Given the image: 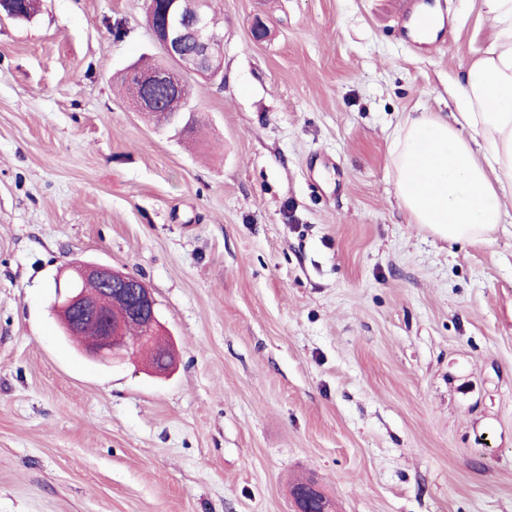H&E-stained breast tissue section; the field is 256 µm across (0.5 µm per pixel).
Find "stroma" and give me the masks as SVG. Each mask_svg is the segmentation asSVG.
<instances>
[{
  "label": "stroma",
  "instance_id": "1",
  "mask_svg": "<svg viewBox=\"0 0 512 512\" xmlns=\"http://www.w3.org/2000/svg\"><path fill=\"white\" fill-rule=\"evenodd\" d=\"M422 2L217 0L189 135L117 80L165 59L145 0L0 20V512H294L297 477L336 512H512V227L433 237L390 163L495 29L434 0L413 40ZM81 261L152 290L168 373L62 337Z\"/></svg>",
  "mask_w": 512,
  "mask_h": 512
}]
</instances>
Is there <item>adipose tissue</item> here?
<instances>
[{"instance_id": "ef3b65f1", "label": "adipose tissue", "mask_w": 512, "mask_h": 512, "mask_svg": "<svg viewBox=\"0 0 512 512\" xmlns=\"http://www.w3.org/2000/svg\"><path fill=\"white\" fill-rule=\"evenodd\" d=\"M495 24L490 47L469 62L448 114L407 113L390 162L412 223L448 243H490L512 212V0H483Z\"/></svg>"}]
</instances>
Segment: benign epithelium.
I'll return each mask as SVG.
<instances>
[{
  "label": "benign epithelium",
  "instance_id": "7a95c632",
  "mask_svg": "<svg viewBox=\"0 0 512 512\" xmlns=\"http://www.w3.org/2000/svg\"><path fill=\"white\" fill-rule=\"evenodd\" d=\"M156 0H146V17L155 42L176 69L136 71L131 86L136 106L142 112L160 114L165 100L161 88L174 92L182 71L189 72L207 84L224 79V37L211 30L208 23V0H169L164 20L154 18ZM72 281L57 293L53 311L66 335L80 334L83 321L91 316L99 322L100 330L83 349L85 357L114 363L127 358L130 343L124 331L137 323L149 334H158L160 322L157 302L136 276L116 270L110 265L82 262L72 266ZM93 281L99 288H81L80 282ZM115 294L124 300L126 308L112 311L99 304L100 293Z\"/></svg>",
  "mask_w": 512,
  "mask_h": 512
}]
</instances>
